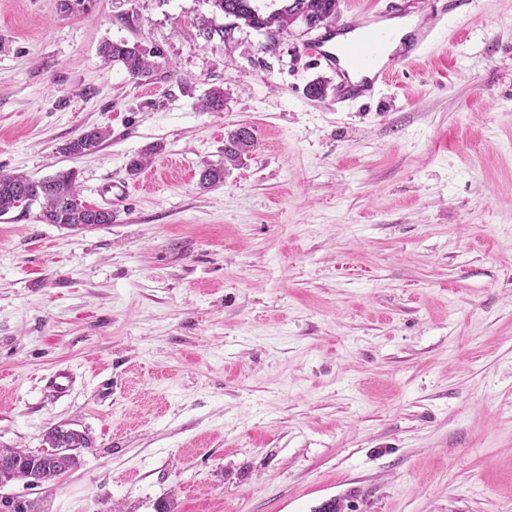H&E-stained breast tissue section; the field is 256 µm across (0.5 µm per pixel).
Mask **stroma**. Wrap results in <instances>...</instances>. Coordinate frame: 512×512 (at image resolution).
<instances>
[{
	"mask_svg": "<svg viewBox=\"0 0 512 512\" xmlns=\"http://www.w3.org/2000/svg\"><path fill=\"white\" fill-rule=\"evenodd\" d=\"M373 98L316 101L324 29L212 0H0V171L78 172L111 223L0 216V448L85 433L42 512H512V0L436 27ZM160 50L150 79L102 43ZM224 92V109L201 102ZM247 124L257 147L199 184ZM97 127L99 149L64 146ZM163 150L130 175L150 144ZM66 369L64 396L47 381Z\"/></svg>",
	"mask_w": 512,
	"mask_h": 512,
	"instance_id": "35a3bbf8",
	"label": "stroma"
}]
</instances>
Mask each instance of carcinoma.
<instances>
[{"label": "carcinoma", "mask_w": 512, "mask_h": 512, "mask_svg": "<svg viewBox=\"0 0 512 512\" xmlns=\"http://www.w3.org/2000/svg\"><path fill=\"white\" fill-rule=\"evenodd\" d=\"M253 0H212L216 10L226 16L244 21L247 25L279 35L296 23L295 12L314 19L319 24L336 20L338 0H284L285 5L261 15L251 6ZM104 60L121 64L134 79L146 77L151 72L150 52L138 43L125 40L107 41L100 47ZM207 111L221 112L224 109V92L214 89L202 102ZM104 132L93 128L90 134L81 135L65 145L66 153L78 155L87 147V140L100 145ZM257 145L255 134L239 127L227 133L224 139V161L207 164L201 170L199 182L204 188L224 183V175L230 168L240 167ZM161 148L155 144L133 157L128 165L131 175L138 174L151 163L152 156ZM77 171L70 169L55 175L35 180L24 174L0 172V214L14 209L20 210L19 217L27 215L36 202L41 204V216L47 224H59L66 228H83L89 225L110 224L113 215L109 210L77 204ZM46 443L59 449L56 454L43 451H29L19 448H0V489L17 481L30 488H38L80 464L81 450L91 447L89 438L62 426L51 428L46 434ZM0 512H38L36 502L14 497H0Z\"/></svg>", "instance_id": "1"}]
</instances>
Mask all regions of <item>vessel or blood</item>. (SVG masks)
<instances>
[{"instance_id":"b4317fda","label":"vessel or blood","mask_w":512,"mask_h":512,"mask_svg":"<svg viewBox=\"0 0 512 512\" xmlns=\"http://www.w3.org/2000/svg\"><path fill=\"white\" fill-rule=\"evenodd\" d=\"M470 0H419V11L431 20H439L448 13L468 5ZM382 48V39L377 32H366L364 37L355 41L339 44L333 49H324L322 43L315 42L309 47L311 54L337 65L340 79L338 92L341 97L354 99L372 91L376 84L386 82L388 72L375 68V61ZM360 74V81H352V74Z\"/></svg>"}]
</instances>
